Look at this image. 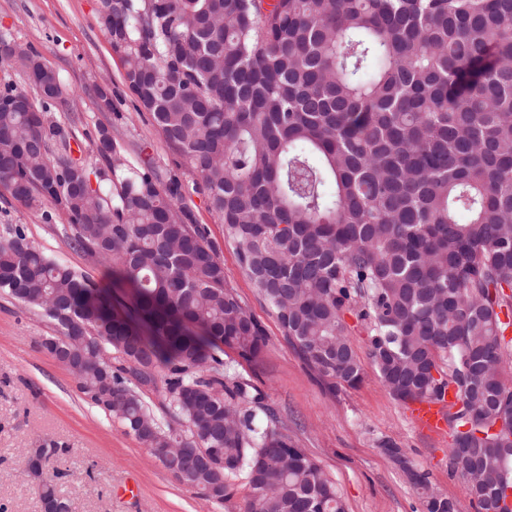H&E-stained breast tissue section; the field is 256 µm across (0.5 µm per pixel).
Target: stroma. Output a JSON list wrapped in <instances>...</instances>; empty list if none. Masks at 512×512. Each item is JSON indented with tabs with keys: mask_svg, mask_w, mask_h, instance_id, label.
Listing matches in <instances>:
<instances>
[{
	"mask_svg": "<svg viewBox=\"0 0 512 512\" xmlns=\"http://www.w3.org/2000/svg\"><path fill=\"white\" fill-rule=\"evenodd\" d=\"M97 0H0V32L34 48L79 95L75 110L57 107L82 157L98 167L93 140L97 125L112 136L135 164L153 168L182 184V204L208 239L223 246L224 272L242 306L263 328L266 344L247 361L225 349L224 370L247 383L250 393L276 410L281 430L314 459L333 481L347 512H424L416 488L379 446L394 441L414 469L457 502L461 512H478L466 482L449 470L452 427L425 434L413 424L407 404L394 399L371 372L369 336L355 311L344 321L350 343L367 374L355 389L329 393L316 373L289 345L274 311L241 269L224 226L208 207L201 179L180 151L167 142L152 115L139 111L124 81L125 63L113 52L96 23ZM112 98L104 107L97 96ZM51 221H44V214ZM68 215L50 200L30 208L0 188V225L19 224L28 240L48 256L86 275L100 288L112 285L111 269L73 248L62 231ZM55 327L23 303L0 296V512H42L38 480L29 476L28 453L46 442L70 452L47 461L44 473L70 476L58 490L73 512H243L250 489L236 480L223 509L181 484L123 428L86 404L75 377L42 348Z\"/></svg>",
	"mask_w": 512,
	"mask_h": 512,
	"instance_id": "35a3bbf8",
	"label": "stroma"
}]
</instances>
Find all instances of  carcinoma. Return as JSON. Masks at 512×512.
<instances>
[{
    "label": "carcinoma",
    "mask_w": 512,
    "mask_h": 512,
    "mask_svg": "<svg viewBox=\"0 0 512 512\" xmlns=\"http://www.w3.org/2000/svg\"><path fill=\"white\" fill-rule=\"evenodd\" d=\"M125 81L201 178L224 238L284 338L332 392L363 368L343 312L370 336L383 385L401 401L442 398L450 466L484 512L473 475L512 487V0H112L97 19ZM8 65L42 105L0 106V186L33 208L53 201L65 233L112 263L98 288L0 228V294L53 323L80 392L214 504L242 477L244 512H345L335 486L282 433L277 413L224 382L220 353L257 358L264 331L224 275L218 246L179 205L177 179L137 167L98 126L102 166L71 157L50 115L58 72L16 44ZM57 157H52V153ZM96 186L71 189L75 177ZM126 365L112 367V358ZM163 381L162 415L141 387ZM384 453L436 492L401 448ZM27 456L44 512H72L67 476Z\"/></svg>",
    "instance_id": "carcinoma-1"
}]
</instances>
